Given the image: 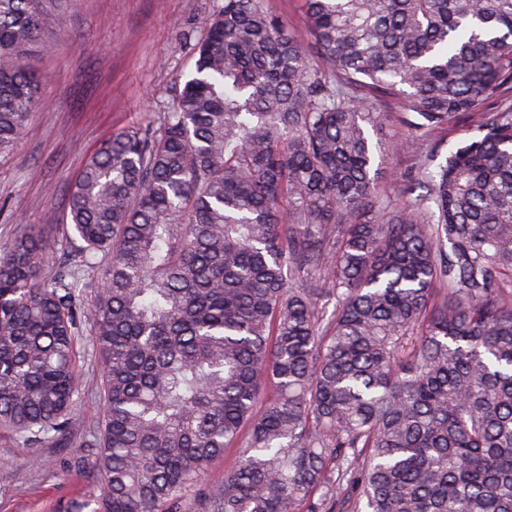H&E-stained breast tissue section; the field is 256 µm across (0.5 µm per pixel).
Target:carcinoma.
<instances>
[{
  "instance_id": "1",
  "label": "carcinoma",
  "mask_w": 512,
  "mask_h": 512,
  "mask_svg": "<svg viewBox=\"0 0 512 512\" xmlns=\"http://www.w3.org/2000/svg\"><path fill=\"white\" fill-rule=\"evenodd\" d=\"M65 5L0 0V150ZM304 7L302 37L216 0L173 111L72 185L68 263L45 279L35 224L0 254V431L68 444L90 328L80 512H512V0ZM393 102L412 138L476 132L406 178L415 210L376 178Z\"/></svg>"
}]
</instances>
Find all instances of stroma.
I'll return each mask as SVG.
<instances>
[{
    "mask_svg": "<svg viewBox=\"0 0 512 512\" xmlns=\"http://www.w3.org/2000/svg\"><path fill=\"white\" fill-rule=\"evenodd\" d=\"M215 0H69L68 25L47 35V49L27 65L42 79L43 104L23 138L0 153V247L24 224L42 225L50 262L73 245L65 198L90 156L113 133L154 129L192 68L191 48ZM382 133L395 149L382 173L391 198L411 209L400 178L434 148H453L474 130L465 124L414 141L401 110H384ZM101 368L83 366V396L73 414L72 443L30 448L0 435V512H68L94 479V454L82 442L99 420Z\"/></svg>",
    "mask_w": 512,
    "mask_h": 512,
    "instance_id": "obj_1",
    "label": "stroma"
}]
</instances>
